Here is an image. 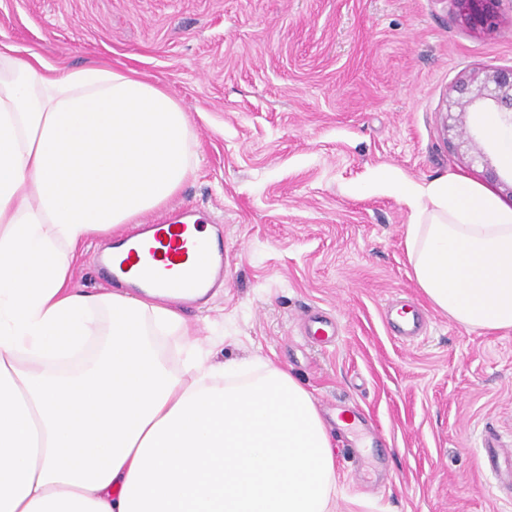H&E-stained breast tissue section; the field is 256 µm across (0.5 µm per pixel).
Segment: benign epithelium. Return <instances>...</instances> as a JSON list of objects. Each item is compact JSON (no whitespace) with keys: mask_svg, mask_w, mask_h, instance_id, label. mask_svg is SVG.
I'll use <instances>...</instances> for the list:
<instances>
[{"mask_svg":"<svg viewBox=\"0 0 512 512\" xmlns=\"http://www.w3.org/2000/svg\"><path fill=\"white\" fill-rule=\"evenodd\" d=\"M461 16L472 26L493 32L499 24L502 0H453ZM458 113H446L445 131L455 130L460 115L471 106L488 108L502 116L512 117V67L477 73L455 85Z\"/></svg>","mask_w":512,"mask_h":512,"instance_id":"1","label":"benign epithelium"}]
</instances>
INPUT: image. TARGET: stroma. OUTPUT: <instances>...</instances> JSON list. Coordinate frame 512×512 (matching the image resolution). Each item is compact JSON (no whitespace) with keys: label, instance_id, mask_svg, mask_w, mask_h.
Wrapping results in <instances>:
<instances>
[{"label":"stroma","instance_id":"obj_1","mask_svg":"<svg viewBox=\"0 0 512 512\" xmlns=\"http://www.w3.org/2000/svg\"><path fill=\"white\" fill-rule=\"evenodd\" d=\"M0 45L60 72L122 70L183 105L193 168L146 217L204 208L226 278L183 316L200 345L274 361L310 392L336 437V512H512L478 446L487 431L512 446V330L428 304L405 253L411 211L376 185L457 176L512 207L478 110L460 147L443 131L458 79L512 67V0L493 33L452 0H0ZM400 302L426 321L415 341L384 319ZM318 309L332 343L302 330Z\"/></svg>","mask_w":512,"mask_h":512}]
</instances>
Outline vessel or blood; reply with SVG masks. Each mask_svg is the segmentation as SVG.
Here are the masks:
<instances>
[{"mask_svg":"<svg viewBox=\"0 0 512 512\" xmlns=\"http://www.w3.org/2000/svg\"><path fill=\"white\" fill-rule=\"evenodd\" d=\"M202 227L196 210L155 219L113 240L111 254L99 256L98 265L114 287L161 289L173 292L178 303L203 304L224 281V245L201 237ZM390 324L403 337L417 335L421 328L411 310L398 311ZM482 448L499 486H511L512 450H504L489 434L483 436Z\"/></svg>","mask_w":512,"mask_h":512,"instance_id":"1","label":"vessel or blood"}]
</instances>
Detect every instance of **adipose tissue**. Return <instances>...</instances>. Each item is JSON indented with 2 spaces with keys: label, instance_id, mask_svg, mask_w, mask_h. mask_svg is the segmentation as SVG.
<instances>
[{
  "label": "adipose tissue",
  "instance_id": "obj_1",
  "mask_svg": "<svg viewBox=\"0 0 512 512\" xmlns=\"http://www.w3.org/2000/svg\"><path fill=\"white\" fill-rule=\"evenodd\" d=\"M194 142L157 85L0 50V512H335L328 426L285 367L201 351L163 294L72 285L88 243L177 192ZM384 187L429 304L512 330V208L454 176Z\"/></svg>",
  "mask_w": 512,
  "mask_h": 512
}]
</instances>
